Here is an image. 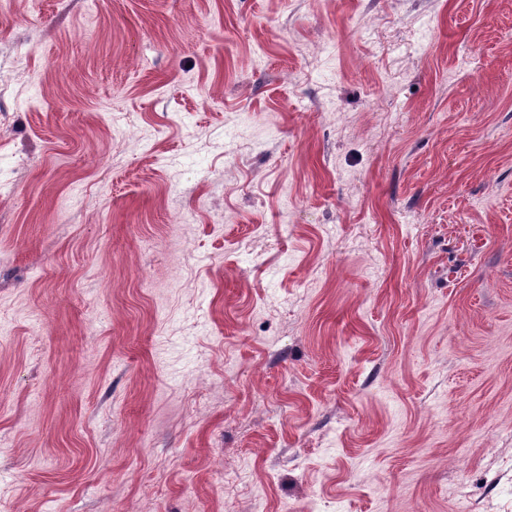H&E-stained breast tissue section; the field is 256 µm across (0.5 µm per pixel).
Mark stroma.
Returning <instances> with one entry per match:
<instances>
[{
  "mask_svg": "<svg viewBox=\"0 0 512 512\" xmlns=\"http://www.w3.org/2000/svg\"><path fill=\"white\" fill-rule=\"evenodd\" d=\"M0 512H512V0H0Z\"/></svg>",
  "mask_w": 512,
  "mask_h": 512,
  "instance_id": "1",
  "label": "stroma"
}]
</instances>
